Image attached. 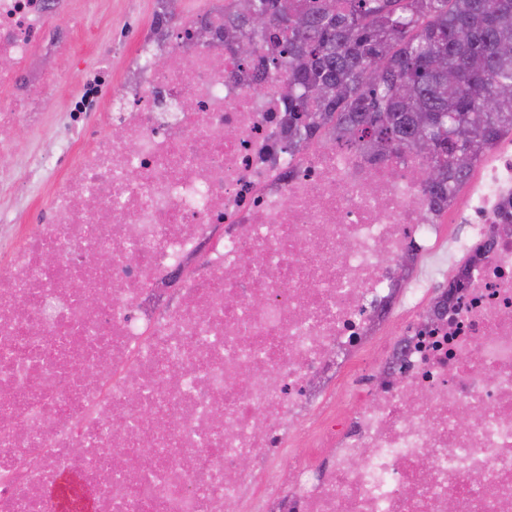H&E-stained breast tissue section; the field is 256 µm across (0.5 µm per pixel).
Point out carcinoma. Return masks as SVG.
Returning a JSON list of instances; mask_svg holds the SVG:
<instances>
[{"instance_id":"1","label":"carcinoma","mask_w":512,"mask_h":512,"mask_svg":"<svg viewBox=\"0 0 512 512\" xmlns=\"http://www.w3.org/2000/svg\"><path fill=\"white\" fill-rule=\"evenodd\" d=\"M224 32L253 46L240 64L285 85L288 150L334 121L375 161L422 154L440 208L512 130V0H240ZM61 489L64 512L93 498L71 479Z\"/></svg>"}]
</instances>
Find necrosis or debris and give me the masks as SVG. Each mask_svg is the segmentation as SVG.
I'll return each instance as SVG.
<instances>
[{"instance_id": "4bbe7bcc", "label": "necrosis or debris", "mask_w": 512, "mask_h": 512, "mask_svg": "<svg viewBox=\"0 0 512 512\" xmlns=\"http://www.w3.org/2000/svg\"><path fill=\"white\" fill-rule=\"evenodd\" d=\"M174 3L120 85L82 75L0 245V512H49L65 471L96 512H512V137L442 208L419 156L326 128L282 150L275 79L215 45L236 0L176 35ZM92 7L0 0V90L34 87L0 101V159L68 80L56 22Z\"/></svg>"}]
</instances>
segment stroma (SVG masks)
<instances>
[{"instance_id":"35a3bbf8","label":"stroma","mask_w":512,"mask_h":512,"mask_svg":"<svg viewBox=\"0 0 512 512\" xmlns=\"http://www.w3.org/2000/svg\"><path fill=\"white\" fill-rule=\"evenodd\" d=\"M152 19L153 0H98V10L88 29H76L73 35L77 51L67 63L71 80L47 94L43 125L21 139L14 158L0 174V207L9 206L19 212L27 209L30 197L39 187L27 182L25 162L32 156L47 154L61 137L58 115L65 110L68 99L78 92L80 76L108 63L112 66L113 82H121L123 56L118 52L108 53L110 38L120 33L125 43H132L147 32Z\"/></svg>"}]
</instances>
